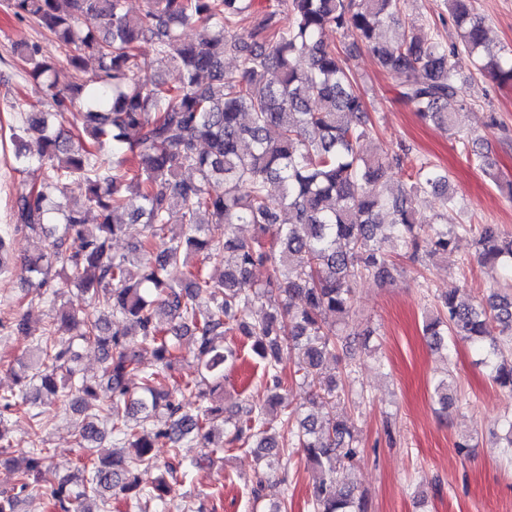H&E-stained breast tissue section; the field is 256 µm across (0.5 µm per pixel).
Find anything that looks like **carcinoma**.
I'll return each instance as SVG.
<instances>
[{
    "mask_svg": "<svg viewBox=\"0 0 512 512\" xmlns=\"http://www.w3.org/2000/svg\"><path fill=\"white\" fill-rule=\"evenodd\" d=\"M8 2L16 17L69 47L72 71H83L87 54L97 62L95 74L62 91L56 68L37 46L11 48L31 65L53 108L64 111L77 99L83 107L70 128L54 126L51 112L32 109L26 118L23 131L38 133L46 175L15 202L14 223L41 243L22 261V279L55 303L59 292L51 283L62 274L100 308L93 318L59 308L20 367L18 390L0 393V453L12 447L5 415L30 420L28 454L7 460L19 492L38 490L48 459L44 408L63 401L83 414L78 446L85 454L76 489L65 480L49 491L54 512H93L96 502L117 492L128 512H191L166 499L167 477H187L224 444L240 442L252 443L271 470L280 459L270 451L285 440L303 449L317 472L310 512H367V501L337 481L360 454L346 421L261 405L242 409L233 421L224 417L216 395L224 391V370L237 360L224 336L238 331L251 341L264 362L269 401L280 399L290 360L313 397H336L338 380L323 378L321 368L337 359V344L347 339L341 325L352 309L355 279L391 277L388 245L416 260L422 250L448 252L457 236L473 231L470 224H448V211L461 208L448 193V169L412 156L406 146L390 162L363 151L373 130L366 101L346 59L324 39L327 30L359 39L394 79L400 99L420 119L448 129L467 106L452 58L463 51L476 57L480 71L512 84V53L489 45L472 0H448L460 31L451 48L414 25L387 36L401 25L405 0H275L263 11L254 10L253 0H146L138 15L125 10L124 0ZM85 15L101 19L103 30L82 29ZM188 27L201 29L197 39H186ZM144 40L159 62L177 71V84L141 78L148 67L138 54ZM226 56L243 58L239 74L224 71ZM301 56L303 69L296 65ZM106 148L110 166L98 156ZM406 163L416 169L413 179L387 189L388 167ZM186 170L195 177H182ZM71 178L84 181V198L70 202L63 223L55 224L53 199ZM427 194L441 196L443 211L423 225L413 208ZM92 210L94 224L87 222ZM130 224L142 225L133 253H112V240ZM244 226L253 229L249 241L239 236ZM158 240L156 262L133 276L135 253ZM475 244L481 262L512 273V236L487 226ZM194 256L222 266L220 277L195 271ZM296 256L304 262L296 264ZM257 267L267 270L262 283L252 278ZM258 305L266 313L248 321ZM116 322L124 328H113ZM188 335L198 377L179 382L170 374L174 339ZM423 335L434 347L469 341L492 380L512 390V361L501 358L502 347L512 344V294L492 291L473 303L450 289L425 316ZM79 345L100 354V381L80 373ZM146 345L158 367L132 385ZM182 392L196 394L197 406H184L177 398ZM434 394L442 408L452 405L448 381L440 380ZM107 431L124 450L96 461L91 448ZM217 433L226 443L213 444ZM184 440H197L208 452L178 461L177 469L165 467L151 488H141L135 472L158 466L154 449L170 445L175 453Z\"/></svg>",
    "mask_w": 512,
    "mask_h": 512,
    "instance_id": "cac0c4a2",
    "label": "carcinoma"
}]
</instances>
